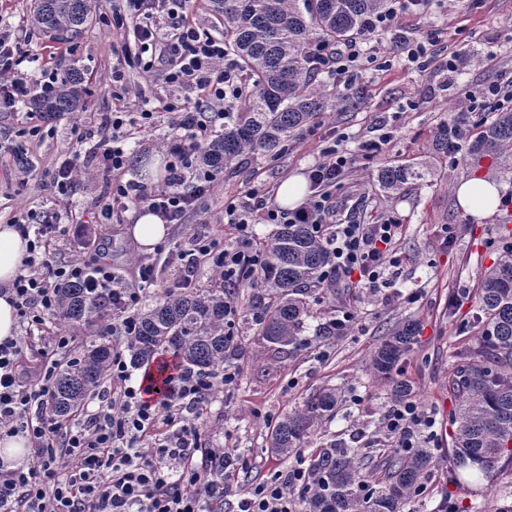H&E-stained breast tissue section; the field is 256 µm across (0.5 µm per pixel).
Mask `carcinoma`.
Masks as SVG:
<instances>
[{"mask_svg":"<svg viewBox=\"0 0 512 512\" xmlns=\"http://www.w3.org/2000/svg\"><path fill=\"white\" fill-rule=\"evenodd\" d=\"M389 9V0H211V12L224 29V43L238 59L249 93L234 118L224 124L197 156L206 170L222 171L239 157L262 151L275 156L288 138L322 115L331 97L328 86L315 84L316 43L333 45L367 31V20ZM91 0H34L31 26L53 42H71L92 20ZM318 38H313V32ZM87 95L83 69L72 67L53 93L33 94L28 104L55 117L83 109ZM468 113L439 124L432 149L442 157L466 149L470 155L512 152V110L495 113L467 129ZM413 165L378 170L380 188L391 198L405 185L425 179ZM331 254L315 224H277L262 242L261 263L247 278L259 287L251 311L258 324L259 355L295 359L309 345L305 332L317 291L336 295L322 272ZM60 319L83 326L95 336L78 360L55 376L46 404L52 415L75 414L89 391L99 386L112 360V341L104 325L110 311L105 300L90 297L76 282L57 285ZM231 289L224 272L214 271L207 288L182 287L139 312L138 330L127 350L138 366H149L160 350L171 351L180 364L214 374L224 368L234 349L225 308ZM471 331L474 343L454 354L456 370L448 387L456 408L448 415L451 435V481L462 473L484 477L503 460L512 462V241L505 243L495 266L485 272L478 292ZM340 335L329 318L317 323L313 336L328 340ZM416 336L410 320L396 323L372 358V367L392 379L398 363L412 350ZM336 389L323 388L302 406L284 415L270 435V448L287 459L301 451L321 420L336 410ZM389 483L380 486L362 472L351 449L334 443L309 460L310 482L298 493L305 512H401L422 485L431 455L425 448L396 453L386 462Z\"/></svg>","mask_w":512,"mask_h":512,"instance_id":"cac0c4a2","label":"carcinoma"}]
</instances>
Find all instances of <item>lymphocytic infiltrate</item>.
I'll return each mask as SVG.
<instances>
[{
	"label": "lymphocytic infiltrate",
	"instance_id": "obj_1",
	"mask_svg": "<svg viewBox=\"0 0 512 512\" xmlns=\"http://www.w3.org/2000/svg\"><path fill=\"white\" fill-rule=\"evenodd\" d=\"M161 18L166 21L162 28L157 25ZM112 27L133 32V46L124 49L125 63L148 77L162 75L186 97L164 106L172 130L168 176L163 186L151 191L125 180V143L127 126L152 123L154 113L130 116L116 111L102 119L96 155L110 181L101 213L109 220L134 204L159 214L166 223H185L216 180L213 172L196 166L195 155L212 136L214 122L232 118L236 104L248 93L237 60L223 36L201 29L183 12L182 0H113ZM13 55L10 39L0 36L1 112L14 110L32 91L27 75L15 68ZM318 56L322 65L331 66L339 86H351L360 70L359 42L331 49L319 46ZM353 163L350 153L325 151L322 161L309 169L314 192L305 206L284 212L249 191L224 207L234 244L193 236L186 245L173 246L171 256L188 273L206 265L228 279L247 277L255 272L260 254L253 245L252 225L315 224L333 256L327 278L353 277L362 287L379 290L400 227L390 219L378 224L336 222L334 193ZM18 230L28 240V255L8 292L20 321L31 328L43 325L46 315L58 311L57 283L79 282L93 297L110 303L117 350L108 367L112 386L99 395L97 409H82L78 419L64 425L31 413L52 393L54 365L45 366L36 384H24L19 367L29 347L26 338L0 343V433L26 438L33 450L30 466L0 461V512H224L229 479L244 464L225 455L223 479L211 476L207 467L212 459L193 419L211 403L217 388L237 385L238 371L227 370L216 378L181 368L171 374L159 398H144L141 389L130 384L121 348L136 331L146 288L157 280L155 258H140L129 277L107 264L57 263L52 259L55 239L47 225L22 224ZM435 425L434 413L405 401L387 412L384 439L407 452L423 447V433L432 432ZM66 456L76 459L67 470L60 464ZM308 480L307 467L296 461L239 498L235 512H299L297 491Z\"/></svg>",
	"mask_w": 512,
	"mask_h": 512
}]
</instances>
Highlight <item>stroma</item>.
Returning <instances> with one entry per match:
<instances>
[{"label":"stroma","instance_id":"35a3bbf8","mask_svg":"<svg viewBox=\"0 0 512 512\" xmlns=\"http://www.w3.org/2000/svg\"><path fill=\"white\" fill-rule=\"evenodd\" d=\"M32 0H0V32L17 37L26 56L32 84H39L44 69H85L90 91L84 109L52 119L26 118L22 111L0 112V224L24 219L40 223L46 213L61 216L55 261L106 262L114 271L130 275L143 250L128 228L130 211L115 223H101L100 198L109 181L91 155L99 140L102 115L131 107L156 108L160 101L177 100L181 91L162 77H147L122 65L127 35L112 28L110 0H100L92 22L81 36L50 53L48 38L35 33L29 22ZM429 39L427 65L408 58L409 41ZM365 55L353 89L340 102H329L325 114L296 132L288 147L275 156L248 154L224 171L187 223L173 224L166 243H181L190 234L223 238L224 204L257 190L273 199L281 183L294 175H307L333 146L354 153L356 161L336 191V219L369 224L392 218L402 226L396 246L393 286L399 295L380 293L340 283L335 298H319L315 316L353 311L354 320L344 336L313 343L296 359L277 369L267 368L257 356V327L248 310L250 286L235 291L232 301L239 316L234 332L240 346L234 365L240 370L237 386L218 393L198 420L206 447L221 448L247 460L226 499L234 508L238 498L276 472L287 461L271 453L269 436L275 423L300 407L321 388L334 387L338 395L335 415L312 433L305 453L331 442L354 448L360 463L374 479L385 471L390 456L382 436L386 412L392 406V384L375 376L370 358L388 328L410 319L419 326L413 350L400 367V380L412 388L411 398L435 413V442L429 445L430 470L425 491L407 501V512H439L442 498H450L457 512L483 504L485 512H500L512 505V463H502L491 481L461 489L448 479V413L455 400L448 379L456 368L455 353L470 344L467 325L476 311V288L486 269L496 261L505 238L512 234V157L474 161L460 153L439 158L432 153L436 127L452 121L468 101L493 82L503 95L512 96V0H427L415 13L398 14L387 26L362 38ZM456 70H449V58ZM133 97H125V90ZM393 132L383 152L364 156V141ZM167 117L152 127L134 129L127 147L131 165L165 153ZM78 159V173L66 193H59L53 169L59 155ZM26 158L29 174H21L19 158ZM425 164L426 179L407 185L395 198H385L376 182L378 169L387 164ZM480 172L503 186L496 211L483 220L466 215L455 189L472 173ZM73 338L75 353H82L85 332L49 317L41 334L31 340L24 360V378L34 376L38 355L51 352L55 333Z\"/></svg>","mask_w":512,"mask_h":512}]
</instances>
